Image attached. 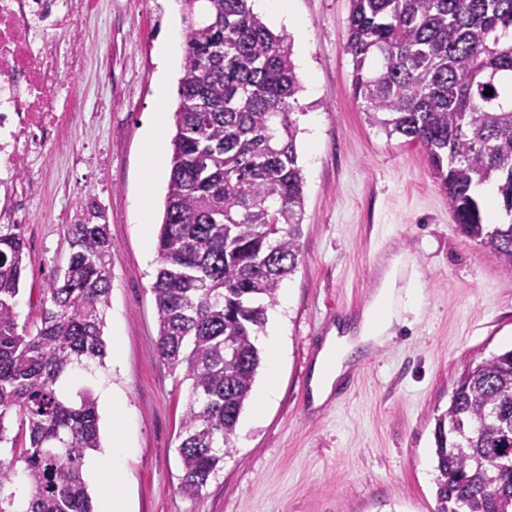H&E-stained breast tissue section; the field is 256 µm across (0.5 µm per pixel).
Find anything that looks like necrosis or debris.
Instances as JSON below:
<instances>
[{"instance_id":"obj_1","label":"necrosis or debris","mask_w":512,"mask_h":512,"mask_svg":"<svg viewBox=\"0 0 512 512\" xmlns=\"http://www.w3.org/2000/svg\"><path fill=\"white\" fill-rule=\"evenodd\" d=\"M92 0H0V223L23 224L41 189L20 174L57 147L66 108L57 91L80 67L79 21Z\"/></svg>"}]
</instances>
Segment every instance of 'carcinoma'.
Masks as SVG:
<instances>
[{
    "label": "carcinoma",
    "instance_id": "1",
    "mask_svg": "<svg viewBox=\"0 0 512 512\" xmlns=\"http://www.w3.org/2000/svg\"><path fill=\"white\" fill-rule=\"evenodd\" d=\"M182 2L151 290L156 350L191 381L177 450L179 489L195 498L233 447L261 364L255 337L298 267L305 177L286 38L249 0ZM346 51L368 123L422 145L456 223L511 274L512 222L486 223L475 188L495 183L512 217V0H351ZM65 232L71 252L31 329L16 311L22 225L0 224V446L12 453L0 512H95L82 469L100 447L97 399L76 371L104 366L112 236L94 201L77 202ZM433 435L437 512H512V350L464 363Z\"/></svg>",
    "mask_w": 512,
    "mask_h": 512
}]
</instances>
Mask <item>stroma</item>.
Segmentation results:
<instances>
[{"mask_svg":"<svg viewBox=\"0 0 512 512\" xmlns=\"http://www.w3.org/2000/svg\"><path fill=\"white\" fill-rule=\"evenodd\" d=\"M79 24L84 66L68 79L80 103L65 145L41 158L42 191L24 225L20 323L40 321V292L70 247L53 215L92 199L112 234V290L104 338L119 346L93 384L118 389L120 420L99 414L104 476L112 474V426L129 448L120 490L130 512H436L434 417L445 411L464 362L512 349V274L454 224L426 153L371 126L351 87L346 52L350 0H291L285 35L303 85L295 119L305 177L300 262L282 283L280 394L261 422L236 432L224 468L202 495L179 490L177 452L190 383L159 358L150 287L155 248L144 230L163 217L168 170H149L145 127L165 113L164 139L183 74L178 0H97ZM150 198L147 226L137 204ZM407 254L419 283L405 326L385 346L362 352L341 389L314 406L311 376L326 336L369 305L386 260Z\"/></svg>","mask_w":512,"mask_h":512,"instance_id":"obj_1","label":"stroma"}]
</instances>
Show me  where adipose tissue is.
<instances>
[{
  "mask_svg": "<svg viewBox=\"0 0 512 512\" xmlns=\"http://www.w3.org/2000/svg\"><path fill=\"white\" fill-rule=\"evenodd\" d=\"M414 296V291H399L395 271H388L362 314L357 335L333 333L327 336L311 380L314 405L327 401L336 381L348 370L355 349L384 345L401 321L399 307L402 299Z\"/></svg>",
  "mask_w": 512,
  "mask_h": 512,
  "instance_id": "ef3b65f1",
  "label": "adipose tissue"
}]
</instances>
